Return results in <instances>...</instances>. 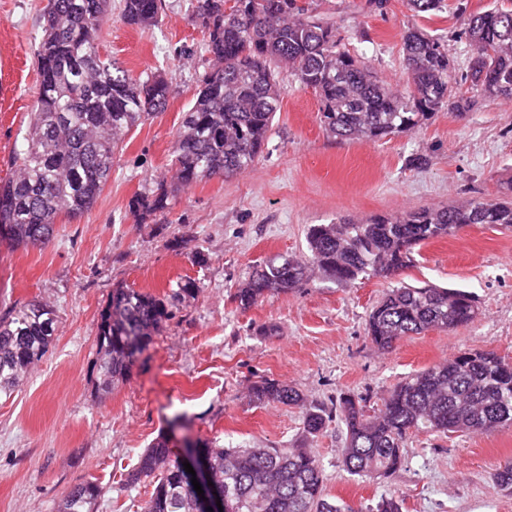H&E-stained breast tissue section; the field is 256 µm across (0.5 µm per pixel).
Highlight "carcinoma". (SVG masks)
<instances>
[{
    "instance_id": "cac0c4a2",
    "label": "carcinoma",
    "mask_w": 512,
    "mask_h": 512,
    "mask_svg": "<svg viewBox=\"0 0 512 512\" xmlns=\"http://www.w3.org/2000/svg\"><path fill=\"white\" fill-rule=\"evenodd\" d=\"M413 15L438 12L443 0H404ZM161 0H123V20L138 27L159 21ZM112 0H48L35 51L39 84L14 174L0 183V239L39 247L54 237L58 219L90 210L112 176L122 138L166 107L171 85L160 73L136 79L102 58L103 27ZM195 18L208 29L211 67L201 79L175 142V182L137 195L133 216L164 215L179 189L231 177L260 156L280 110L279 77L287 72L312 90L324 130L340 139L380 140L409 133L443 107L463 113L474 104L459 88L487 101L512 100V0H498L464 18L474 46L466 77L445 45L418 27L402 36L406 90L375 79L343 47L335 26L314 13L311 0H196ZM472 224L512 227V201H468L362 222L313 224L308 255L275 256L255 268L234 294L247 310L272 294L301 288L319 273L338 283L394 279L414 262L416 249L454 236ZM479 307L462 289L400 284L371 308L366 336L389 352L402 339L428 330L451 331L473 321ZM167 298L117 286L98 327L97 390L127 379L136 354L170 319ZM56 310L32 300L0 319V393L13 391L47 352ZM252 400L301 409L303 433L319 434L332 413L306 404L275 380L252 385ZM343 463L351 475L378 480L396 473L415 432L492 433L512 426V362L475 350L425 368L397 385L369 413L362 400L340 398ZM224 486V512H362L328 501L317 456L308 448H213L203 445ZM153 484L143 512H193V491L178 475L165 438L153 441L126 482ZM102 487L73 485L57 512H97Z\"/></svg>"
}]
</instances>
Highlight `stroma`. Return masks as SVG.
I'll use <instances>...</instances> for the list:
<instances>
[{"mask_svg": "<svg viewBox=\"0 0 512 512\" xmlns=\"http://www.w3.org/2000/svg\"><path fill=\"white\" fill-rule=\"evenodd\" d=\"M192 2L163 0L159 23L144 29L124 22L121 2L113 0L102 55L136 78L165 73L173 86L168 105L123 137L112 180L88 213L58 220L44 247H0V317L34 299L58 315L45 356L0 398V512H55L70 487L86 480L104 489L98 512H141L152 487L128 486L126 474L162 435L175 454L186 441L311 449L336 504L369 510L393 498L400 512H512V494L495 482L512 461V427L412 434L401 469L369 482L342 465L340 417L307 438L299 408L249 396L252 383L274 379L311 405L329 409L353 394L373 408L406 377L454 353L492 349L512 361V229L474 224L423 245L402 281L471 292L479 314L447 333L405 338L388 353L365 332L387 280L340 285L316 275L245 311L233 299L252 266L304 255L308 225L512 198V102L484 101L462 114L444 109L413 132L377 141L341 140L324 131L315 94L287 77L253 166L193 184L172 197L166 215L139 223L129 204L170 182L176 133L207 66V32ZM313 2L345 47L398 90L406 85L401 44L408 26L439 37L463 73L474 48L459 36L462 13L495 5L445 0L441 12L415 17L403 0H387L381 9L368 0ZM46 3L0 0V180L27 134ZM188 279L198 284L196 295L173 302L170 320L137 357L129 379L100 394L96 337L113 287L163 296ZM270 324L278 335H263Z\"/></svg>", "mask_w": 512, "mask_h": 512, "instance_id": "obj_1", "label": "stroma"}]
</instances>
